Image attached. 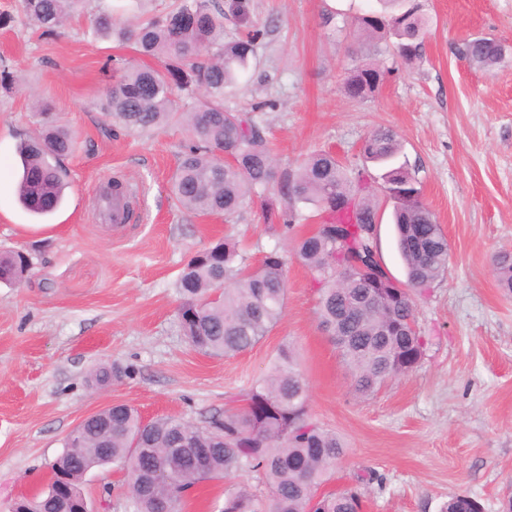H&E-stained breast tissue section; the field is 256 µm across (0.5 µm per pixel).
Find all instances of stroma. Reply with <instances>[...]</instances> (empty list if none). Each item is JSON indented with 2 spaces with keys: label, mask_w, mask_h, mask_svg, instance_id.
Wrapping results in <instances>:
<instances>
[{
  "label": "stroma",
  "mask_w": 512,
  "mask_h": 512,
  "mask_svg": "<svg viewBox=\"0 0 512 512\" xmlns=\"http://www.w3.org/2000/svg\"><path fill=\"white\" fill-rule=\"evenodd\" d=\"M174 0H85L82 13L44 35L22 0H0V250L28 254L20 286L0 283V512L38 493L67 435L111 403L144 421L177 416L199 422L240 408L242 395L291 348L309 388L314 418L346 445L324 484L358 489L364 512H441L452 496L477 499L483 512L512 500V291L500 287L491 257L512 253V0H425L424 55L404 65L388 41L351 58L361 41L351 19L376 0H250V22L224 16L235 37L258 33L256 57L227 90L224 105L254 112L279 169L296 170L325 150L364 170L374 201L383 263L396 279L392 203L381 171L360 148L373 130H393L425 203L450 247L448 270L416 308L426 340L418 364L378 392L359 396L335 346L319 326L307 269L288 262L284 315L253 349L231 357L194 350L177 321L176 281L183 265L213 239L228 236L257 263L263 251L289 248L271 235L259 203L226 219L182 208L169 182L189 142L178 123L140 133L99 108L113 74L145 59L126 45L94 40L89 18L121 5L118 23L164 16ZM488 37L509 50L486 71L462 57L463 40ZM384 72L378 89L353 100L343 90L354 63ZM54 114L78 137L64 159L69 172L49 231L18 204L23 138L39 113ZM137 184L138 217L110 224L96 195L109 176ZM121 378L96 386L108 365ZM379 482L361 485L363 471ZM124 474L91 470L82 489L97 512H126Z\"/></svg>",
  "instance_id": "1"
}]
</instances>
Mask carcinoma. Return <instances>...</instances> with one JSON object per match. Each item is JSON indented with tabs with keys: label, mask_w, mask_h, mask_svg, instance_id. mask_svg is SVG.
Returning <instances> with one entry per match:
<instances>
[{
	"label": "carcinoma",
	"mask_w": 512,
	"mask_h": 512,
	"mask_svg": "<svg viewBox=\"0 0 512 512\" xmlns=\"http://www.w3.org/2000/svg\"><path fill=\"white\" fill-rule=\"evenodd\" d=\"M83 0H23L31 20L44 31L62 26ZM394 12L354 17L365 38L390 36L405 64L421 59L427 18L415 0H385ZM92 33L116 36L162 67H127L105 88L101 109L124 127L151 132L183 119L192 143L182 151L171 191L179 204L198 215L226 218L261 199L264 223L273 235L300 223L299 203L327 215L315 232L292 239V253L275 246L252 265L229 238L195 253L184 265L177 288L178 322L190 346L206 355L231 356L258 345L280 322L287 292L288 256L305 266L317 286V316L331 333L342 362L361 396L411 371L425 339L411 328L417 300L448 270V238L422 199L407 163L398 162L401 143L388 128L372 131L363 145L365 160L384 166V186L393 202L397 247L406 269L403 290L390 277L370 280L348 270L352 258L373 259L377 244L366 229L378 218L373 191L362 172L330 152H314L298 170L277 171L263 128L250 112L224 109V92L236 85L255 53V38L224 36V11L213 0H178L161 19L118 26L101 10ZM484 68L500 63L505 48L492 38H474L459 48ZM381 71L370 65L350 69L345 92L361 100L373 92ZM76 149L67 128L46 122L19 149L22 173L17 201L37 217L62 204L67 170L60 161ZM492 264L500 285L512 291V254L496 253ZM27 257L0 252V280L25 277ZM236 411L214 413L198 423L178 417L144 422L126 405L112 406V425L95 422L72 433L55 462L69 488L81 492L92 469L115 464L126 475L124 495L131 512H153L163 502H179L197 483L257 472L267 504L242 486L224 491L221 512H357L359 493L347 489L318 495L344 442L323 429L308 409V386L291 351L280 352L269 374L243 395ZM28 512H48L49 495L23 500ZM479 503L458 495L442 512H475Z\"/></svg>",
	"instance_id": "obj_1"
}]
</instances>
